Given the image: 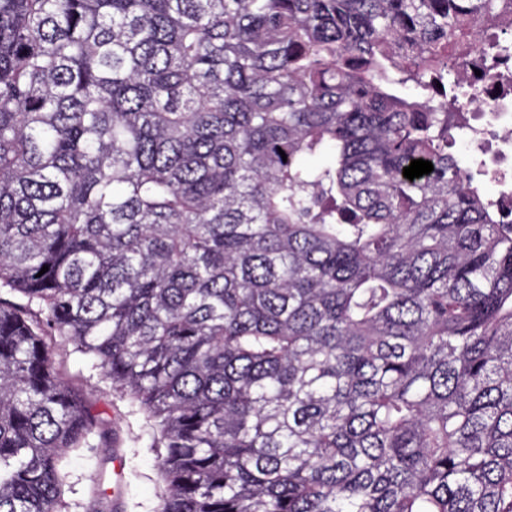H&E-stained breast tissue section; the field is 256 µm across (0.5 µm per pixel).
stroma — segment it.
I'll return each instance as SVG.
<instances>
[{
  "instance_id": "stroma-1",
  "label": "stroma",
  "mask_w": 512,
  "mask_h": 512,
  "mask_svg": "<svg viewBox=\"0 0 512 512\" xmlns=\"http://www.w3.org/2000/svg\"><path fill=\"white\" fill-rule=\"evenodd\" d=\"M54 360L62 379L84 394L102 427L123 441L116 451L83 448L67 455L66 512H87L95 483L106 492H120L122 512H156L164 483L152 446L153 431L144 417L132 413L127 401L105 389L92 358L72 353L70 345L60 341Z\"/></svg>"
}]
</instances>
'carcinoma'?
I'll list each match as a JSON object with an SVG mask.
<instances>
[{
	"label": "carcinoma",
	"instance_id": "1",
	"mask_svg": "<svg viewBox=\"0 0 512 512\" xmlns=\"http://www.w3.org/2000/svg\"><path fill=\"white\" fill-rule=\"evenodd\" d=\"M503 6L0 0V512L111 443L50 336L159 512H512V224L446 103ZM72 347L56 340L55 365L62 379L79 389L98 415L102 427L123 440L115 456L114 447L81 448L65 459L68 472L63 499L65 512H87L93 481L106 490L111 510L115 488L114 471L121 469L119 492L123 512H155L164 490L158 459L151 448L153 431L141 414H133L127 401L118 398L98 381L93 359L72 353ZM113 449V452H112Z\"/></svg>",
	"mask_w": 512,
	"mask_h": 512
}]
</instances>
